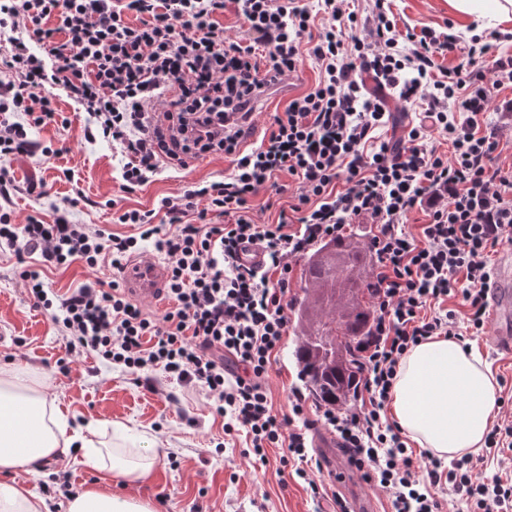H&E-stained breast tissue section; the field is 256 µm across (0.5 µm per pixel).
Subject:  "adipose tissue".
<instances>
[{"instance_id":"1","label":"adipose tissue","mask_w":512,"mask_h":512,"mask_svg":"<svg viewBox=\"0 0 512 512\" xmlns=\"http://www.w3.org/2000/svg\"><path fill=\"white\" fill-rule=\"evenodd\" d=\"M451 15L478 31L512 27V0H448ZM496 406L494 379L480 355L455 339L435 336L401 359L391 389L389 413L415 443L451 460L484 445ZM127 435L75 426L42 380L19 366L0 367V473L37 469L63 456L132 485L156 464L154 439L127 445ZM66 512H153L149 502L97 488L70 496Z\"/></svg>"}]
</instances>
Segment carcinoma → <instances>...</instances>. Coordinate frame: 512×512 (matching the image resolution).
<instances>
[{
    "instance_id": "obj_1",
    "label": "carcinoma",
    "mask_w": 512,
    "mask_h": 512,
    "mask_svg": "<svg viewBox=\"0 0 512 512\" xmlns=\"http://www.w3.org/2000/svg\"><path fill=\"white\" fill-rule=\"evenodd\" d=\"M367 252L351 238L331 240L310 257L305 269L306 289L336 297V289L347 290L355 299L347 311L320 305L317 328L300 339L294 357L310 392L322 403L334 406L353 391L360 365L356 343L367 335L371 312L365 298L373 295L370 282L358 275Z\"/></svg>"
}]
</instances>
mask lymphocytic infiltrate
<instances>
[{
	"label": "lymphocytic infiltrate",
	"mask_w": 512,
	"mask_h": 512,
	"mask_svg": "<svg viewBox=\"0 0 512 512\" xmlns=\"http://www.w3.org/2000/svg\"><path fill=\"white\" fill-rule=\"evenodd\" d=\"M349 2L322 0L315 9L306 0H0V200L20 189L9 161L51 156L30 129L58 121L60 90L87 112L85 138L119 151L123 192L205 155L233 164L224 179L162 197L147 211H123L117 221L136 227L133 235L75 222L74 197L54 205L50 224L34 215L14 223L0 207V248L39 256L47 267L106 263L119 271L152 241L167 262L170 306L159 315L131 301L116 277L62 294L48 291L38 272L21 277L72 351L137 376L160 368L206 390L259 462L266 448H281L280 466L292 467L313 498L326 493L322 466L308 452L319 424L350 467L386 493L392 512H441L432 488L443 482L470 512H512V478L488 481L478 472L489 457L512 461V421L488 431L483 455L446 468L432 456L414 458L385 414L411 346L485 331L487 257L512 243V177L493 165L496 143L479 119L499 85L512 83V59L496 61L487 76L479 61L489 44L428 26L404 33L385 0H372L362 19ZM227 12L240 22L233 37L219 21ZM451 53L459 63L441 66ZM306 60L318 70L315 83L274 113L260 143H247L253 102ZM386 88L422 110L395 141L378 137L389 117ZM452 108L465 120L450 119ZM438 137L450 154L439 152ZM283 173L297 184L289 213L256 223L252 198ZM418 207L428 221L415 236L405 226ZM210 213L216 223H206ZM358 219L378 228L370 243L374 312L356 347L360 404L345 412L313 406L297 390L287 414L276 415L266 378L290 324L291 261ZM252 247L261 262L246 259ZM455 298L462 313L446 307ZM232 364L239 374L229 373Z\"/></svg>",
	"instance_id": "lymphocytic-infiltrate-1"
}]
</instances>
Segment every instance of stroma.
Here are the masks:
<instances>
[{
    "label": "stroma",
    "mask_w": 512,
    "mask_h": 512,
    "mask_svg": "<svg viewBox=\"0 0 512 512\" xmlns=\"http://www.w3.org/2000/svg\"><path fill=\"white\" fill-rule=\"evenodd\" d=\"M388 4L402 31H417L425 25L441 31L452 20L448 0H388ZM317 75L314 64L303 62L256 114L257 132H264L274 112L304 93ZM58 108L68 125L50 123L33 130L34 140L57 149V156L47 164L36 158L10 164L16 181L35 177L43 181L46 191L39 200L24 194L13 196L10 209L17 223H24L30 215L52 223L53 204L79 191L86 201L78 205L76 221L130 235L134 229L117 223L119 213L130 208L153 209L161 197L183 194L195 183L220 179L232 169L230 158L210 155L184 171L163 172L137 191L124 193L120 155L107 142L85 139L88 116L66 94H59ZM481 128L493 134L497 143L495 165L512 172V86L496 92ZM65 168L72 170L73 180L61 179ZM296 189L294 179L285 174L276 186L261 189L252 201L254 219L275 221L293 203ZM24 269L39 272L45 287L58 293L88 281L109 280L113 270L104 265L91 271L78 263L47 269L41 267L38 256L0 251V363L15 362L41 377L49 395L81 426L100 427L108 422L156 438L158 460L152 477L126 487V494L149 501L154 512H330L331 500L313 499L303 480L278 473L280 449H267L264 465L246 456L244 433H225L223 417L210 410L201 389L171 383L159 369L152 372L150 381H138L96 358L70 355L58 326L30 300L19 277ZM299 336L298 325H290L269 370L273 411L279 415L287 413L291 391L305 387L292 356ZM471 343L491 369L497 395H512V359L497 351L492 333L472 337ZM58 472L68 474L76 492L95 485L111 486L104 474L60 459L46 461L36 472L23 467L7 475L0 473V482L23 486L53 504V512H65L54 481Z\"/></svg>",
    "instance_id": "1"
}]
</instances>
